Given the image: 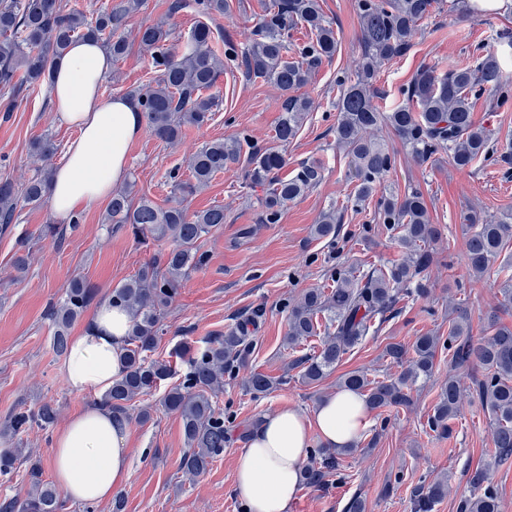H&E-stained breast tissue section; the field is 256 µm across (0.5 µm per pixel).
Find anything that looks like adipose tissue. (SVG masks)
I'll return each instance as SVG.
<instances>
[{
	"instance_id": "ef3b65f1",
	"label": "adipose tissue",
	"mask_w": 512,
	"mask_h": 512,
	"mask_svg": "<svg viewBox=\"0 0 512 512\" xmlns=\"http://www.w3.org/2000/svg\"><path fill=\"white\" fill-rule=\"evenodd\" d=\"M111 68V57L93 42L73 44L53 67L51 108L78 131L50 187L57 217L110 199L127 177L129 150L145 118L137 100L101 98ZM130 328L128 313L105 303L70 338L64 378L72 391L97 401L71 416L54 438L50 468L69 502L109 500L131 477L128 422L99 402L124 373ZM369 424L363 397L347 390L324 398L309 414L285 407L266 415L236 459V497L247 512H289L313 442L347 448Z\"/></svg>"
}]
</instances>
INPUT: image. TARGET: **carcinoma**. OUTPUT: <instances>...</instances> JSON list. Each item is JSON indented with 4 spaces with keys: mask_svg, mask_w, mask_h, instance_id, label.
<instances>
[{
    "mask_svg": "<svg viewBox=\"0 0 512 512\" xmlns=\"http://www.w3.org/2000/svg\"><path fill=\"white\" fill-rule=\"evenodd\" d=\"M434 0H356L360 19L362 56L354 77L339 81L336 101V143L351 157L357 184L354 206L365 205L378 191L386 189L385 179L394 158L386 144L368 136L378 127L392 129L402 143L422 162L437 151H448L453 165L465 170L490 153L489 135L474 119L471 97L479 91L502 86V63L488 53L473 67L448 70L439 77L431 68L415 75L407 91L409 105L382 112L375 104V83L382 68L401 57L411 46L417 23L427 17ZM146 0H120L115 7L100 11L88 20L78 8L65 10L59 0H0V112H12L22 92L33 93L51 84L55 60L75 42L94 40L118 61L130 42L124 35L127 23L139 14ZM301 24L309 31L306 42L296 47L289 42L290 30ZM134 41L147 54L153 77L145 87L130 92L141 106L151 132L159 140L176 144L187 126L201 128L222 99L218 76L235 67L254 78L273 82L283 95L282 115L276 128L277 140L286 145L298 134L311 99L299 94L312 73L336 54L333 25L324 16L319 0H271L264 8L250 44L240 50L230 40L215 38L209 25L199 22L184 43H172V30L164 22L144 23L136 28ZM248 148L246 180L266 190L260 223L276 224L288 203L303 197L323 177L322 166L302 162L282 177L285 154L275 148L257 149L249 138L217 139L203 143L188 158L190 176H170L175 202L158 206L147 196L131 199L128 189L112 193L103 223L131 230L141 243L150 240L166 244L156 258L138 273L112 289L108 300L124 306L132 317V331L126 344L125 373L101 398L116 413H124L136 397L145 395L175 374L171 363L151 359L163 335V318L182 282L204 266L202 240L224 226V207L212 206L192 214L182 206L185 198L207 186L212 178L240 162ZM35 157L44 163L27 182L17 185L0 181V223L12 222L19 203L41 207L49 202L52 158L57 145L44 136L32 142ZM373 221L397 235L404 256L384 269L363 275L345 271L335 278L336 288L325 294L307 290L288 307L285 343L293 347L316 332V319H325V336L318 351L294 360L288 369H301L307 383H319L336 368L348 352L378 332L397 303L410 296L427 295L421 274L433 260L432 246L443 237L441 225L432 222L423 194L388 192L377 201ZM468 239L465 265L476 278L483 277L496 259L512 247V213L483 216L475 210L464 215ZM339 226L335 209L320 214L312 227L317 239L336 241ZM501 278L498 304L484 317L485 335L473 338L463 311L449 322L448 338L424 333L411 348L400 343L386 347L390 363L402 368L395 378L369 380L364 371L341 376L339 388L366 397L369 409L408 406L413 384L429 380L434 359L448 351V378L441 384L438 401L429 415L431 431L446 436L449 422L461 413L465 396L478 401L488 414L497 466L512 462V326L502 322L501 312L512 308V266L498 268ZM98 290L85 277H72L64 296L50 312L54 333L52 348L58 356L69 349V330L95 301ZM252 342L247 325L206 342L188 359L187 371L179 382L167 387L160 406L176 414L182 423L187 452L180 468L196 476L224 454L226 427L224 410L214 398L224 390V375H236L247 368ZM478 369L482 377L464 386L461 371ZM282 380L251 370L242 386L255 397L268 394ZM58 408L42 404L38 411H15L6 430L13 437L37 427L46 430L56 421ZM27 463L31 492L24 500L5 497L0 512H61L58 488L43 479L39 460L25 448H6L0 453V474H11L18 460ZM469 494L462 496L457 512H501L497 490L488 482L487 468L475 469L469 477ZM448 495V478H436L421 487L414 500L415 512H431L438 500Z\"/></svg>",
    "mask_w": 512,
    "mask_h": 512,
    "instance_id": "cac0c4a2",
    "label": "carcinoma"
}]
</instances>
